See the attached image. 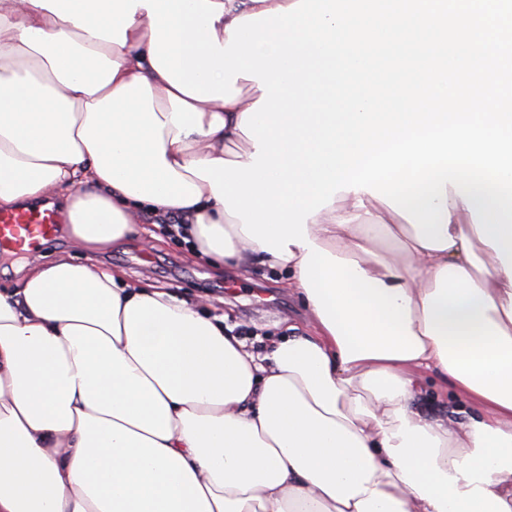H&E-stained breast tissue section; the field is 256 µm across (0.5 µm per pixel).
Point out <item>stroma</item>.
Wrapping results in <instances>:
<instances>
[{"mask_svg": "<svg viewBox=\"0 0 512 512\" xmlns=\"http://www.w3.org/2000/svg\"><path fill=\"white\" fill-rule=\"evenodd\" d=\"M93 261L188 301L206 297L208 314L223 318L225 326L252 348L309 328L306 312L278 272L257 266L217 270L205 258L190 255L182 241L148 212L141 213L136 233L94 253Z\"/></svg>", "mask_w": 512, "mask_h": 512, "instance_id": "stroma-1", "label": "stroma"}]
</instances>
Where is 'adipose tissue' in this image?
<instances>
[{
    "mask_svg": "<svg viewBox=\"0 0 512 512\" xmlns=\"http://www.w3.org/2000/svg\"><path fill=\"white\" fill-rule=\"evenodd\" d=\"M0 7V209L64 198L73 248L102 251L139 211L184 219L194 251L280 269L302 292L307 250L263 251L191 161L249 162L261 99L179 92L150 60L138 8L125 45L30 0ZM214 24L295 0H220ZM445 236L369 192H339L309 238L410 298L418 358L343 362L310 333L246 349L203 302L62 255L0 290V512H512V278L448 189ZM434 374L466 418L417 410Z\"/></svg>",
    "mask_w": 512,
    "mask_h": 512,
    "instance_id": "ef3b65f1",
    "label": "adipose tissue"
}]
</instances>
